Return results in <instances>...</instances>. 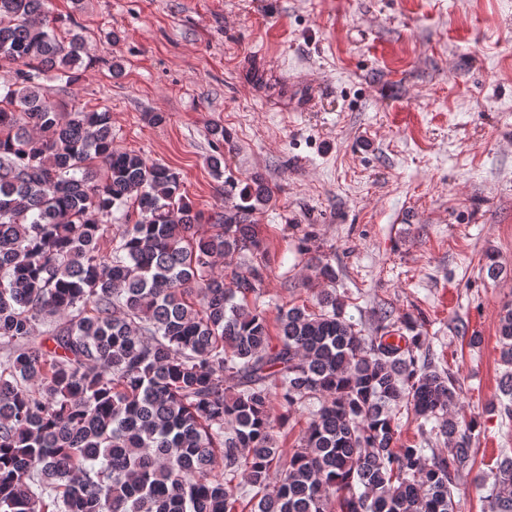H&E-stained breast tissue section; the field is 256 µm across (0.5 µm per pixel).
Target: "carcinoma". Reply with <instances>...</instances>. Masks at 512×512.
<instances>
[{
  "mask_svg": "<svg viewBox=\"0 0 512 512\" xmlns=\"http://www.w3.org/2000/svg\"><path fill=\"white\" fill-rule=\"evenodd\" d=\"M45 5L0 0V512H236L247 495L251 512H459L478 420L452 414L451 372L418 362L417 320L381 308L365 336L330 288L279 309L271 335L252 220L271 187L224 180L230 205L200 234L178 172L40 83L77 80L85 53L78 22L60 31ZM115 211L127 225L107 256ZM499 340L491 409L512 420V303ZM402 415L423 441L398 445ZM491 471L487 512H512V456Z\"/></svg>",
  "mask_w": 512,
  "mask_h": 512,
  "instance_id": "obj_1",
  "label": "carcinoma"
}]
</instances>
